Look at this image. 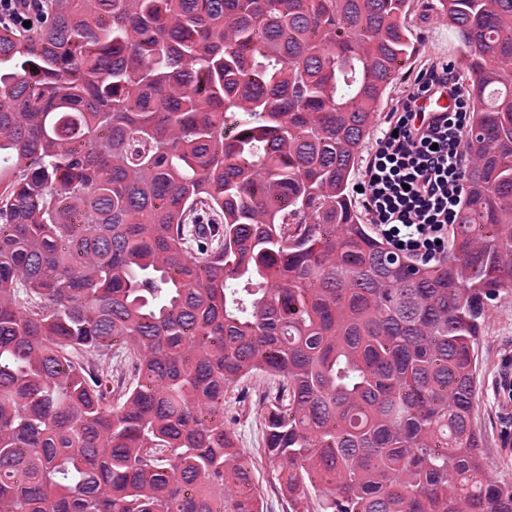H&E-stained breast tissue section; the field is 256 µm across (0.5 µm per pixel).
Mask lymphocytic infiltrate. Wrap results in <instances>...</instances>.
Wrapping results in <instances>:
<instances>
[{
    "instance_id": "f902f5d3",
    "label": "lymphocytic infiltrate",
    "mask_w": 512,
    "mask_h": 512,
    "mask_svg": "<svg viewBox=\"0 0 512 512\" xmlns=\"http://www.w3.org/2000/svg\"><path fill=\"white\" fill-rule=\"evenodd\" d=\"M442 87L454 92V105L428 115L423 102ZM469 112L454 72L435 65L420 72L375 138L361 183L362 205L396 251L426 263L444 253L465 192L462 135Z\"/></svg>"
}]
</instances>
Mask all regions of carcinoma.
Masks as SVG:
<instances>
[{
	"instance_id": "cac0c4a2",
	"label": "carcinoma",
	"mask_w": 512,
	"mask_h": 512,
	"mask_svg": "<svg viewBox=\"0 0 512 512\" xmlns=\"http://www.w3.org/2000/svg\"><path fill=\"white\" fill-rule=\"evenodd\" d=\"M472 101L431 265L350 177L427 0H49L0 29V512H512L472 424L512 286V0H438ZM134 381L112 402L107 355ZM272 383L271 378L260 373L244 377L231 385L224 402V421L235 431L238 448L257 468L256 486L262 496L264 512H290L275 474L259 455V448H263L262 434L254 412L258 399Z\"/></svg>"
}]
</instances>
